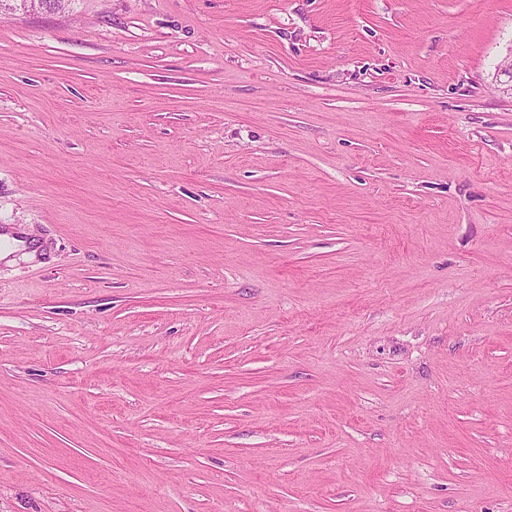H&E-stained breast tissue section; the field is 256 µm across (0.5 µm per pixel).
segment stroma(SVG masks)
Here are the masks:
<instances>
[{
  "label": "stroma",
  "instance_id": "35a3bbf8",
  "mask_svg": "<svg viewBox=\"0 0 512 512\" xmlns=\"http://www.w3.org/2000/svg\"><path fill=\"white\" fill-rule=\"evenodd\" d=\"M512 0L0 17V512H512Z\"/></svg>",
  "mask_w": 512,
  "mask_h": 512
}]
</instances>
